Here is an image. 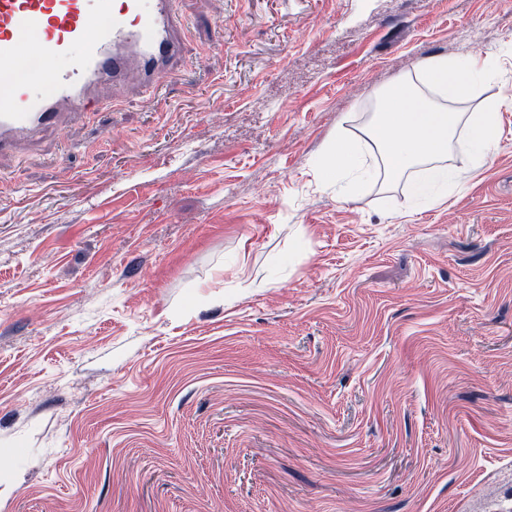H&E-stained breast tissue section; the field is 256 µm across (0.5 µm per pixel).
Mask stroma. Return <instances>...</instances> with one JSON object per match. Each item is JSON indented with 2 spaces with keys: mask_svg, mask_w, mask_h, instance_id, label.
I'll return each mask as SVG.
<instances>
[{
  "mask_svg": "<svg viewBox=\"0 0 512 512\" xmlns=\"http://www.w3.org/2000/svg\"><path fill=\"white\" fill-rule=\"evenodd\" d=\"M176 7L166 89L0 160V512H512V0ZM434 56L501 65L487 167L322 182Z\"/></svg>",
  "mask_w": 512,
  "mask_h": 512,
  "instance_id": "obj_1",
  "label": "stroma"
}]
</instances>
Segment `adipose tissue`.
<instances>
[{
	"instance_id": "adipose-tissue-1",
	"label": "adipose tissue",
	"mask_w": 512,
	"mask_h": 512,
	"mask_svg": "<svg viewBox=\"0 0 512 512\" xmlns=\"http://www.w3.org/2000/svg\"><path fill=\"white\" fill-rule=\"evenodd\" d=\"M498 75L494 59L432 57L423 61L414 79L400 81L383 96L379 113L359 135L339 130L322 163L325 176L347 173L343 193L353 194L367 173L364 152L369 149L385 184L399 183L420 170L426 185L433 188L427 203L439 201L461 182L460 173L449 163L459 128L467 130L470 170L484 167L499 143L496 102H484L469 113L455 109Z\"/></svg>"
}]
</instances>
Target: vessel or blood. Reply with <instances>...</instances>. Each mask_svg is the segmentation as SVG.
<instances>
[{"label":"vessel or blood","instance_id":"b4317fda","mask_svg":"<svg viewBox=\"0 0 512 512\" xmlns=\"http://www.w3.org/2000/svg\"><path fill=\"white\" fill-rule=\"evenodd\" d=\"M176 0H0V156L38 143L127 89L158 91L185 62ZM50 94L15 79L22 57Z\"/></svg>","mask_w":512,"mask_h":512}]
</instances>
